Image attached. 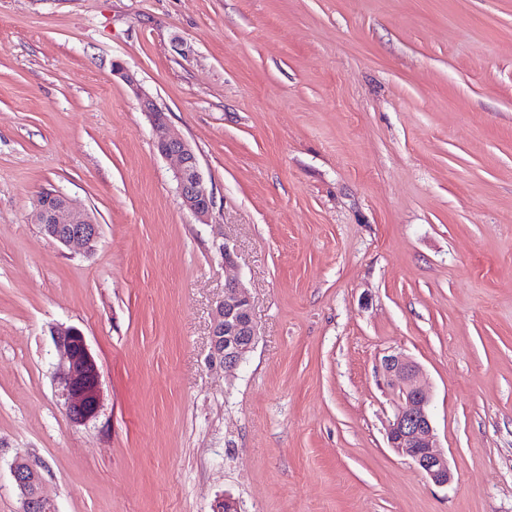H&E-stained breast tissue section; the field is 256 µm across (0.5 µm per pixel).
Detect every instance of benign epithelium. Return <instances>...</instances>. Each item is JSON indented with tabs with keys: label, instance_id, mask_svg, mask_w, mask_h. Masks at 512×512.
<instances>
[{
	"label": "benign epithelium",
	"instance_id": "1",
	"mask_svg": "<svg viewBox=\"0 0 512 512\" xmlns=\"http://www.w3.org/2000/svg\"><path fill=\"white\" fill-rule=\"evenodd\" d=\"M141 109L150 118L154 146L164 157H173L177 190L184 206L202 223L212 219L216 208L213 193L204 185L199 160L190 144L169 131L166 113L148 94L137 91ZM33 218L45 237L86 254L96 250L99 226L86 210L75 209L58 192L41 191L33 200ZM208 362L232 374L252 351L257 339L251 296L243 281L229 278L224 296L217 302L210 326ZM58 352L55 381L64 400L68 418L85 424L97 418L101 408L100 380L96 361L85 336L75 327H59L54 333ZM381 373L392 393L394 419L389 424V447L410 459L417 469L438 486L451 480L448 459L437 450L428 412L430 395L422 382L418 364L400 355L390 354L381 361ZM12 476L18 492V512H55L42 492L43 476L27 458L18 456L12 464Z\"/></svg>",
	"mask_w": 512,
	"mask_h": 512
}]
</instances>
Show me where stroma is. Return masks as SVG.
<instances>
[{
  "mask_svg": "<svg viewBox=\"0 0 512 512\" xmlns=\"http://www.w3.org/2000/svg\"><path fill=\"white\" fill-rule=\"evenodd\" d=\"M43 190L94 254L34 224ZM223 241L258 333L232 375L207 364ZM59 325L100 373L83 425ZM394 352L448 486L388 446ZM19 455L57 512H512V0H0V512ZM137 94L142 111L150 118L156 150L164 157H174L177 160L175 178L184 206L202 223H208L214 215L216 200L204 185L197 155L185 139L170 133L167 115L155 100L141 90H137ZM32 216L47 239L85 254L96 250L100 234L95 218L86 210L73 208L65 195L39 192L33 200ZM54 336L58 352L55 381L65 412L73 423H88L97 418L101 408L96 361L79 329L59 327Z\"/></svg>",
  "mask_w": 512,
  "mask_h": 512,
  "instance_id": "35a3bbf8",
  "label": "stroma"
}]
</instances>
